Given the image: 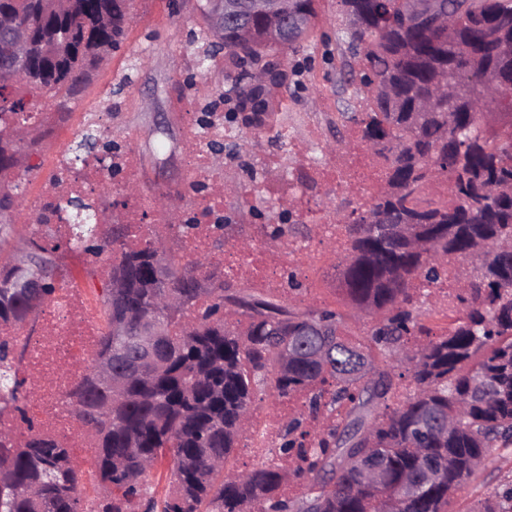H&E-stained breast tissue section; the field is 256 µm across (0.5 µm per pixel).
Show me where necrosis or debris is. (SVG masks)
I'll use <instances>...</instances> for the list:
<instances>
[{
  "label": "necrosis or debris",
  "instance_id": "4bbe7bcc",
  "mask_svg": "<svg viewBox=\"0 0 512 512\" xmlns=\"http://www.w3.org/2000/svg\"><path fill=\"white\" fill-rule=\"evenodd\" d=\"M277 132L288 141L289 157L268 156L263 166L265 177L256 179L257 196L292 201L302 223L308 224L310 241L300 244L293 239L281 240L279 246H267L265 226L252 227L248 234L251 252L228 248L215 250L212 241L224 223V168L213 160L208 143L235 136V128L225 123L223 114L211 113L194 118L186 125V138L193 149L183 171L184 184H201L197 195L183 206L189 225L175 223L170 213L156 206L144 195H127L123 186L112 181L113 168L125 172L128 180L140 174L139 158L133 148L134 133H125L127 147L119 154H92L72 158L64 149H55L53 163L32 199L24 201L20 215L31 236L46 240L73 241L66 219L51 216L49 223H38L46 206H67L78 198L90 205L99 236H107L113 224H132L137 240L151 235H166L176 251L195 259L197 274L220 268L244 274L252 288L262 293L282 289L281 275L288 269L312 273L307 292L314 300L328 292L327 278H315L323 268V245L333 250L345 246L340 225L329 212L318 206L314 196L326 188L342 187L358 200H366L379 190L382 177L374 157L364 150L347 152L339 162L315 158L311 147L321 136L319 126L307 115L296 114L289 123L278 125ZM103 326L87 288L78 279L58 289L50 301L36 311L32 325L0 324V338L15 343L23 353L22 369L37 376L18 409L0 411V430L9 431L16 446H24L32 431L51 435L70 451L75 470L85 471L93 456V445L84 427L76 420L70 392L94 360ZM308 399L300 396L283 402L271 395L262 402L257 420L245 438L244 448L251 454H270L277 448L286 421L308 415Z\"/></svg>",
  "mask_w": 512,
  "mask_h": 512
}]
</instances>
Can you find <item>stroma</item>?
<instances>
[{
  "mask_svg": "<svg viewBox=\"0 0 512 512\" xmlns=\"http://www.w3.org/2000/svg\"><path fill=\"white\" fill-rule=\"evenodd\" d=\"M205 0H135L126 37L119 50L98 65L85 92L70 104L71 111L109 95L112 106V148H125L123 131L133 127L141 136L134 144L143 165L139 183L144 191H161L166 181L180 182L188 152L181 138L183 119L170 107L172 88H181L191 112H228L224 100L229 77L236 70L228 55H218L206 73L197 69L198 46L192 41L202 24ZM318 19L309 49L285 52L280 60L287 72L283 84L268 88L277 111L320 112L327 110L321 142L340 144V110L360 109V95L343 86L341 70L351 54L336 43V0H318ZM234 126L241 137L224 144L229 184L245 185L258 177L262 160L271 154L287 157L288 144L272 128L256 129L244 113H236ZM224 212L229 225L220 242L229 247L242 239V225L284 224L288 216L282 202L260 197L241 199L230 195ZM512 482V448H498L487 455L477 479L458 493L454 512H475L489 492Z\"/></svg>",
  "mask_w": 512,
  "mask_h": 512,
  "instance_id": "stroma-1",
  "label": "stroma"
}]
</instances>
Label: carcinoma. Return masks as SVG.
Listing matches in <instances>:
<instances>
[{
    "label": "carcinoma",
    "instance_id": "carcinoma-1",
    "mask_svg": "<svg viewBox=\"0 0 512 512\" xmlns=\"http://www.w3.org/2000/svg\"><path fill=\"white\" fill-rule=\"evenodd\" d=\"M455 13L451 26L412 22L406 0H336L346 24L337 30L354 62L342 82L364 90L367 112L342 113L359 126L362 148L382 164L384 189L363 215L336 209L348 248L338 259L347 297L375 318L361 339L344 336L347 315L329 306L282 304L232 290L199 287L193 264L168 253L167 279L147 267L155 235L127 247L130 227L113 224L99 239L89 206L69 202L68 219L85 242L89 263L112 251L104 289L107 331L87 373L71 392L77 418L95 441L93 468L106 495L97 512H452L455 493L476 479L492 448L512 447V125L488 129L487 117L512 111V0H434ZM130 0H0V10L39 23L36 55L26 77L0 58V113L23 112L16 85L48 98L67 119L99 62L125 38ZM252 39H210L198 68L224 49L240 65L283 50L305 49L283 33L270 46L271 22L250 19ZM248 120L263 123L268 102L258 85L227 96ZM0 127V177L17 150ZM448 184V198L424 195ZM32 254L50 274L23 297L15 269L0 263V321L24 324L50 300L62 261L33 239ZM460 263L456 314L443 322L421 310L417 292ZM130 312L165 328L154 360L136 371L134 338L115 324ZM288 345L292 356L282 354ZM20 354L0 340V401L18 400L24 381L11 363ZM112 359V380L96 377ZM409 365L414 389L392 408L396 370ZM273 376L277 395L305 394L314 416L334 420L314 432L288 422L282 463L227 472L246 434L255 387ZM171 452L172 491L158 496L148 478ZM297 464L288 466V457ZM80 476L70 451L36 432L23 448L0 431V512H83ZM292 483L298 492L283 493ZM476 512H512V486L492 493Z\"/></svg>",
    "mask_w": 512,
    "mask_h": 512
}]
</instances>
